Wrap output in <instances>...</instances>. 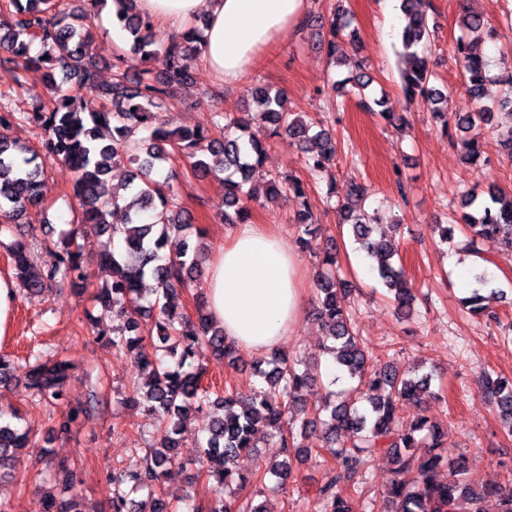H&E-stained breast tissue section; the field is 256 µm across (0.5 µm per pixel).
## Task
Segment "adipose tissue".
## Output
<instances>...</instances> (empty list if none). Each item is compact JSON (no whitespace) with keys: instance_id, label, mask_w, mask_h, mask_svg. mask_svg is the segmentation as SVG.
I'll use <instances>...</instances> for the list:
<instances>
[{"instance_id":"adipose-tissue-1","label":"adipose tissue","mask_w":512,"mask_h":512,"mask_svg":"<svg viewBox=\"0 0 512 512\" xmlns=\"http://www.w3.org/2000/svg\"><path fill=\"white\" fill-rule=\"evenodd\" d=\"M171 37L206 16L207 68L234 83L269 44L294 34L307 0H138ZM203 296L212 320L237 348L261 356L285 343L308 310L298 255L277 233L244 224L214 254Z\"/></svg>"}]
</instances>
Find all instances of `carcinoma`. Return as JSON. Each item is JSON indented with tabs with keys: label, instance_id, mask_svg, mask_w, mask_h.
I'll list each match as a JSON object with an SVG mask.
<instances>
[{
	"label": "carcinoma",
	"instance_id": "obj_1",
	"mask_svg": "<svg viewBox=\"0 0 512 512\" xmlns=\"http://www.w3.org/2000/svg\"><path fill=\"white\" fill-rule=\"evenodd\" d=\"M71 0H0V47L11 53L16 68L14 85L0 90V238L11 237L8 254L22 291L34 295L57 282L81 287L87 280L80 257L88 233L99 238L102 264L112 271V283L98 289L96 300L101 315L97 333L104 335L108 323L127 318L125 330L110 338L115 352L137 351L141 369L148 371L142 385L136 386L131 401L157 419L156 446L134 463L122 468L114 479L112 512H130L129 495L146 493L139 512H264L249 496L240 502L224 499L223 489L244 488L254 479L239 472L235 463L256 447L263 433L286 449L285 458L265 467L274 476L273 489H284L297 480L294 462L312 457L313 448L303 446L283 430V422L293 417L300 392L313 373L300 369L302 361L277 351L271 352L266 367L255 368L265 386L247 395L203 385L204 361L208 355L222 356L229 365L238 360V349L224 337V330L205 313L203 298H195L196 315L190 316L175 303L178 294L191 291L204 274L200 250L182 252L178 258L163 253L169 237L192 227L194 216L178 202L172 179H157L171 152L189 160L195 175L222 178L224 182V222L247 223L258 194L248 187L254 168L261 165L265 147L247 134L251 121L259 119L273 127L304 154V167L312 177L326 171L336 155V141L322 121L305 112L288 108L286 95L268 84L246 90L245 111L224 114L206 128L151 125L153 110L164 105L180 87L192 80L191 62L199 57L204 30L189 28L180 38H157L153 21L140 14L136 0H113L117 10L113 21L125 32L128 51L112 54V77L101 81L98 64L85 59L84 41L90 35L92 19L106 0H82L75 12ZM338 0L329 15L308 12L300 27L315 31L318 45L329 64L338 60V43L357 36L351 11ZM427 0H402L404 14L402 41L414 57V65L402 73L406 98L424 97L433 105V115L442 123L450 143L459 148L464 163L486 161L484 125L493 108L507 106L512 124V74L496 79L489 74V61L474 46L489 29L485 16L462 0L459 19L463 29L453 49L464 86L476 103L474 112H451L448 97L432 85L434 78L428 54L432 53V31L425 7ZM41 52L33 55L34 43ZM352 84L359 105L392 122L394 113L385 108V99L369 97L365 89L364 64ZM49 90L48 100L32 108L16 104L19 96L32 91L37 83ZM24 123L39 131L42 152L21 145L8 136L15 124ZM59 161L75 173L69 207L73 219L57 237L44 241L54 262L38 266L33 247L19 233L26 211L46 203L48 165ZM131 165L132 171L116 186L108 175L115 167ZM267 193L304 203L303 181L293 175L273 178ZM364 187L351 181L345 186L348 203L342 206V223L349 226L354 241L377 264L380 280L393 293L400 315L407 317L416 301L403 268L395 266V250L383 238L374 236L382 223L379 212L361 213L355 204H364ZM458 219L440 226V241L449 243L462 224L474 238L491 246L512 249V195L494 187L484 192L476 188L460 192ZM120 209L126 223L113 224L107 217ZM296 245L313 250L317 229L311 214H298ZM155 282L154 299L141 303V285L146 277ZM476 287L465 299L468 313L498 319L489 306L500 296L488 288L484 271L473 274ZM352 288L339 275L336 254L325 250L317 279L316 319L331 344L323 345L336 369L357 381L344 399L326 394L320 415L325 426L322 441L336 449L333 464L315 495L326 512H352L349 491L356 488L362 466L385 454L393 465L392 480L385 492V512H458V499L470 501L471 512H481L480 504L497 491L474 478L466 457L449 459L440 449L448 447L442 423L419 414L404 427H398L404 404L420 405L427 398L431 377L411 376L392 363L376 364L360 343L347 302ZM27 382L32 401L44 406L67 404L66 388L73 366L58 355L33 353L27 356ZM483 389L496 412L512 434V381L491 372L485 374ZM217 405L224 413L209 423L199 449L198 464L208 476L219 480L214 499L188 504L185 494L179 500L164 497L162 480L170 469L181 465L178 435L185 429V412ZM82 408L70 407L57 420L53 430L67 433L78 420ZM29 432L0 420V474L29 452Z\"/></svg>",
	"mask_w": 512,
	"mask_h": 512
}]
</instances>
